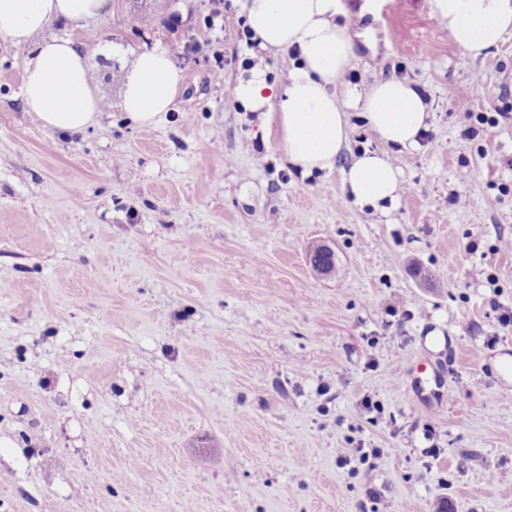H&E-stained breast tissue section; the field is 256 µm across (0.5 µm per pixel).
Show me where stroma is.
I'll list each match as a JSON object with an SVG mask.
<instances>
[{
    "label": "stroma",
    "instance_id": "stroma-1",
    "mask_svg": "<svg viewBox=\"0 0 512 512\" xmlns=\"http://www.w3.org/2000/svg\"><path fill=\"white\" fill-rule=\"evenodd\" d=\"M244 3L53 21L108 103L75 136L24 110L31 50L0 38V512H512V35L474 59L435 0H342L348 81H411L429 128L401 151L350 116L304 176L227 94L295 58L250 43ZM156 46L184 81L139 127L121 96ZM366 149L405 187L385 215L341 189Z\"/></svg>",
    "mask_w": 512,
    "mask_h": 512
}]
</instances>
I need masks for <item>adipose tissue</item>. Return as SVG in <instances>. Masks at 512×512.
Segmentation results:
<instances>
[{
  "instance_id": "ef3b65f1",
  "label": "adipose tissue",
  "mask_w": 512,
  "mask_h": 512,
  "mask_svg": "<svg viewBox=\"0 0 512 512\" xmlns=\"http://www.w3.org/2000/svg\"><path fill=\"white\" fill-rule=\"evenodd\" d=\"M106 6L107 0H0V38L34 47L21 86L23 107L50 131L82 133L98 118L102 101L89 78L86 48L69 38L40 41L36 35L58 19L83 26ZM436 8L455 44L471 57L512 34V0H436ZM244 9L258 49L295 51L298 64L282 85L270 82L266 69L250 68L237 78L233 97L274 127L281 151L301 175L336 169L352 109L386 145L418 149L429 112L410 81L380 79L365 90L346 81L353 49L347 25L338 20L340 0H245ZM182 82L169 51H141L121 108L136 125H152L172 110ZM341 188L356 204L382 212L399 198V171L387 155L367 150L341 171Z\"/></svg>"
}]
</instances>
